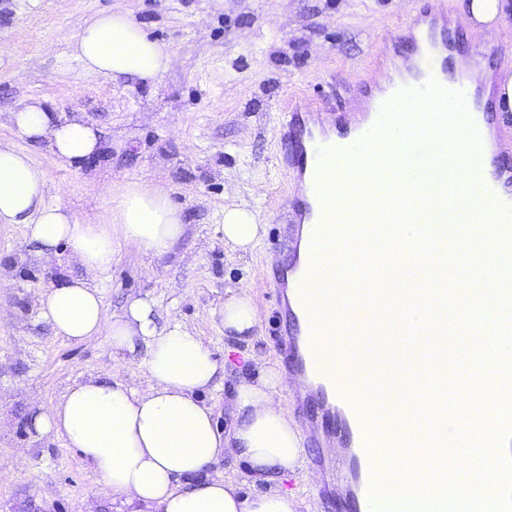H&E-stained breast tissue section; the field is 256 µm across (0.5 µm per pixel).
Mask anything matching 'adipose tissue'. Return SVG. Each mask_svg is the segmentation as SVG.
<instances>
[{
    "instance_id": "1",
    "label": "adipose tissue",
    "mask_w": 512,
    "mask_h": 512,
    "mask_svg": "<svg viewBox=\"0 0 512 512\" xmlns=\"http://www.w3.org/2000/svg\"><path fill=\"white\" fill-rule=\"evenodd\" d=\"M73 51L87 72L149 84L173 63L168 45L150 38L122 11L86 20ZM9 122L17 134L45 141L63 164L102 148L94 126L70 121L34 99L20 101ZM47 182L29 155L0 141V223L23 225L41 258L67 246L85 270L84 277L51 286L40 299L55 335L72 342L103 336L115 353H142L148 387L141 390L116 377L85 378L33 419L35 435L64 438L111 490L116 512H298L288 493L244 496L234 481L207 473L223 456L265 475L302 468L303 439L280 400L281 371L262 368L255 380L237 383L234 421L223 434L201 395L227 371L202 337L179 320L159 321L147 298H130L121 313H105L98 281L112 268L116 243L146 254L169 252L186 231L181 209L162 188L127 183L113 187L107 223H82L46 201ZM263 232L252 211L225 209L224 242L232 251L253 249ZM221 320L225 334L245 342L258 312L241 292L225 300Z\"/></svg>"
}]
</instances>
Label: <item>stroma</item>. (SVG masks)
I'll list each match as a JSON object with an SVG mask.
<instances>
[{"mask_svg": "<svg viewBox=\"0 0 512 512\" xmlns=\"http://www.w3.org/2000/svg\"><path fill=\"white\" fill-rule=\"evenodd\" d=\"M462 0H0V139L12 141L48 173L46 200L78 221L105 222L108 188L149 181L184 212L187 230L174 249L152 256L117 246L99 282L107 314L129 296L152 299L161 319L174 318L203 336L215 358L229 359L227 384L203 392L220 432L233 420L231 386L276 361V265L288 263L275 242L286 230L292 195L278 167L280 107L304 97L322 106L336 93L346 111L360 107L357 88L400 54L401 31L431 8H443L465 55L493 71L512 70V13L497 29L474 32ZM132 11L175 53L154 84L83 71L73 40L90 16ZM41 99L53 112L95 125L103 148L70 166L45 142L14 136L16 103ZM254 210L265 226L261 245L239 255L224 243V208ZM67 248L37 258L20 224H0V512H115L111 492L65 441L38 437L32 418L75 382L110 377L106 337L80 343L56 336L39 298L64 274L83 276ZM247 290L259 325L250 341L224 334L227 297ZM211 476L239 482L243 493L285 488L300 512H331L309 469L271 478L228 458Z\"/></svg>", "mask_w": 512, "mask_h": 512, "instance_id": "stroma-1", "label": "stroma"}]
</instances>
